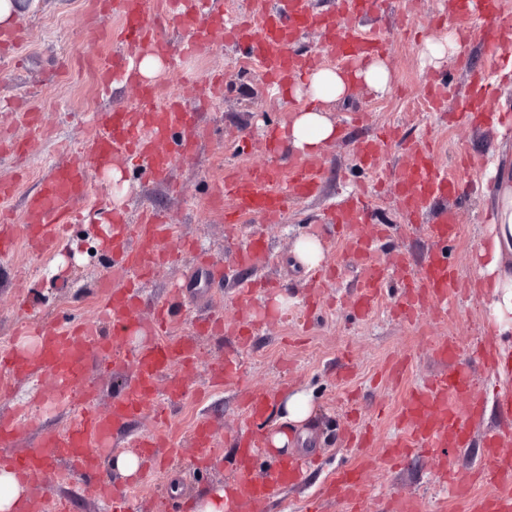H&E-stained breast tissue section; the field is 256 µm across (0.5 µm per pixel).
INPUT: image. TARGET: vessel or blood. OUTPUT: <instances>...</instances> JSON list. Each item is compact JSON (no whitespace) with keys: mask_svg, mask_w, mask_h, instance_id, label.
I'll return each instance as SVG.
<instances>
[{"mask_svg":"<svg viewBox=\"0 0 512 512\" xmlns=\"http://www.w3.org/2000/svg\"><path fill=\"white\" fill-rule=\"evenodd\" d=\"M386 7L387 0H333L327 12L319 13L311 0H265L261 6L248 0L234 21L211 0H99V34L119 42L122 49L110 61L91 63L90 68L100 86L119 79L136 84L137 103L98 114L94 134L81 155L52 165L38 189L26 197L24 238H17L13 221L7 220L6 210H0V257L13 256L21 246L37 257L51 255L62 230L85 220V205L94 178L116 159L132 160L135 169L148 179L163 181L178 162L193 155L200 137L197 112L181 97L159 100L157 84L139 78L142 56L165 58L170 54L169 42L159 34L168 19H175L186 32L180 44L183 56L209 52L220 40L241 47L243 62L260 73L269 90L283 97L298 80L319 69L324 59L336 60L344 72L353 74L383 53L388 42L385 33L365 34L359 24ZM113 9L120 16L115 27L108 23ZM449 21L462 33L492 43L500 34L512 31V8L506 7L504 0H456ZM314 28L320 32L319 45L298 50L302 36ZM242 146L262 155L264 162L244 175L233 168L225 169L213 198L215 206L224 210L227 233H235L243 218L254 213L266 222H277L297 200L319 193V170L302 160L295 161L290 169L281 168V144L276 130H268L258 139H246ZM404 150V158L392 170V203L412 224L422 222L428 212H435V219L425 225L439 248L417 268L399 258L389 269L372 262V249L384 230L373 223V208L365 193H349L331 211L329 219L347 231L346 253L367 262L356 294V310L363 316L375 309L385 284L393 279L404 290L399 309L404 316L447 314L449 306L465 292L442 249L458 234L457 213L435 209L438 202L447 198L464 199L463 186L438 161L430 140L405 143ZM381 155L380 139L368 138L357 145V156L364 167H376ZM172 235V224L152 209L142 210L134 224L126 223L120 213H113V263L130 272L132 278L118 286L107 280L100 282L105 303L98 321L62 325L48 319L34 326L38 336L35 349H0L1 396L9 394L17 380H47L56 393L79 409L64 431L44 432L31 450L1 453L0 468H9L21 481L30 482L45 474L49 462L61 459L89 475L86 493L118 506L126 499V491L112 488L98 477L100 453L110 447L115 430L138 419H152L161 423V430L134 439L133 448L147 460L154 459L160 448L165 449L168 458L179 455L178 437L166 425V405L186 394L185 372L199 361L191 335L169 333L173 305L182 295L181 286H174L168 300L156 305L150 319L144 321L138 316L140 284L180 258L178 249L170 244ZM136 332L145 335V342L126 346V339ZM432 354L443 369L425 384L411 388L403 399L397 434L385 449L384 464L393 466L412 453H423L442 468L449 494L465 500L468 512H512V453L501 448L498 438L485 441L486 462L478 470L449 467V455L468 441L467 422L476 418L477 407L470 373L456 363L455 339L448 337L435 343ZM92 358L133 368L131 378L113 395L105 410L95 408V392L85 383V365ZM240 373V364L234 359L207 369L215 386ZM273 402V397L262 393L248 394L241 401L240 412L247 430L233 441L236 463L225 483L229 492L225 512H270L271 504L299 482L306 468L305 460L291 456L276 460L263 481L255 480L254 470L264 453L263 436ZM193 440L197 466L206 469L214 446L210 428L197 424ZM374 465L372 457L364 456L354 464L336 467L308 501L307 512H325L323 505L327 502L342 504L346 512H362L370 493L363 475ZM479 484L485 485V493H476Z\"/></svg>","mask_w":512,"mask_h":512,"instance_id":"b4317fda","label":"vessel or blood"}]
</instances>
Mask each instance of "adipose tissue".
<instances>
[{"instance_id":"obj_1","label":"adipose tissue","mask_w":512,"mask_h":512,"mask_svg":"<svg viewBox=\"0 0 512 512\" xmlns=\"http://www.w3.org/2000/svg\"><path fill=\"white\" fill-rule=\"evenodd\" d=\"M336 135V128L319 109L307 108L294 118L287 136L290 147L309 157L320 153ZM495 221L490 239L479 250L481 272L492 281L486 307L497 335H512V164L497 161Z\"/></svg>"}]
</instances>
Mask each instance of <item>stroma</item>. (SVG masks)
Returning a JSON list of instances; mask_svg holds the SVG:
<instances>
[{
	"instance_id": "1",
	"label": "stroma",
	"mask_w": 512,
	"mask_h": 512,
	"mask_svg": "<svg viewBox=\"0 0 512 512\" xmlns=\"http://www.w3.org/2000/svg\"><path fill=\"white\" fill-rule=\"evenodd\" d=\"M447 11L445 0H410L408 22L398 32L391 30L389 17L369 19V26L388 32L390 55L384 63L390 89L380 94L360 82L345 98L324 104V111L340 130L313 159L322 173L323 191L295 203L279 223L269 224L251 215L234 235H226L223 216L213 208L211 195L225 167L245 172L259 163V156L242 153V137L272 127L286 130L310 100L292 94L284 100L271 97L257 72L240 68L237 47L223 43L199 62L171 53L158 74L160 97L185 92L200 101L199 120L208 131L197 155L171 171L178 192L138 179L129 166L122 168L117 183L111 174H100L92 187L87 222L72 225L56 253L39 258L21 248L10 258H0V345L15 341L22 348H34L35 339L13 338L20 317L63 324L74 318L94 319L102 304L99 282L124 279L123 271L112 264L111 250L103 244L102 219L119 207L134 221L142 207L148 206L174 225V243L185 242L189 248L182 251L177 264L163 268L146 283L140 317L148 318L154 306L167 299L170 284L183 281L187 288L174 310L179 333L190 332L196 320L204 317H244L255 325L251 341L244 346L222 332L196 337L204 361L235 358L242 373L219 387L210 384L205 370L191 376L186 395L168 408L170 422L183 434L181 456L165 472L140 483L126 500V512H174L180 497H198L223 484L234 456L228 439L243 425L240 395L248 391L274 394L282 388L305 391L316 406L307 428L308 443H295L291 452L316 459L317 464L304 483L288 488L270 512H302L306 498L328 470L360 455L359 449L346 447L342 439V430L349 424V402H357L363 420L373 427L369 453L380 456L396 434L395 417L402 396L438 370L431 347L448 335L457 341L459 361L472 374L476 396L487 404L482 419L470 428L468 447L450 455L449 466L479 464L482 441L492 432L512 449V417L497 414L490 405L494 393L512 390V385L492 375L475 353L488 312L480 300L485 290L474 264V255L489 232L486 215L493 209L481 187L496 157L512 151V135L490 121L474 127L449 123L443 113L426 110L424 97L425 85L443 74L447 104L455 106L470 90L469 68L489 66L495 58L512 60V34L492 50L474 38H455L453 29L434 23ZM12 34L17 59L0 61V100L16 102L17 107L0 110V132L33 141L23 163L27 177L7 202L13 219L20 223L25 217V197L47 174L49 164L65 156L67 149H80L92 137L93 113L130 105L136 94L133 88L117 84L111 95H100L92 74L83 67L86 59L107 57L114 50L112 43L99 37L93 0H28ZM451 38L456 41L453 50L441 58L429 56L428 41L444 44ZM216 73L224 77V95L214 99L209 80ZM23 108L40 112L44 134L32 135L21 120ZM389 126L399 127L402 140L433 132V149L443 164L462 155L477 161L476 168L461 176L471 194L458 207L461 231L448 246L457 274L476 296L438 321L427 315L416 320L395 316L398 295L392 289L372 314L358 317L354 285L363 268L355 257L344 255L340 236L322 221L330 204L345 190L366 182L355 154L358 140ZM374 207L376 223L385 227L376 261L387 266L400 257L411 266L421 265L433 249L421 225H408L383 199H375ZM255 236L265 238L267 250L255 253L248 264H240L239 251ZM304 236L320 238L324 265L339 268L338 278L325 289L312 314L303 311L311 292L310 271L289 264L297 240ZM265 278L274 280L272 291L246 294L247 284ZM278 295L288 299L281 313L273 309ZM397 358L407 359L408 373L393 383L381 370L388 360ZM49 398V390L35 391L26 381L18 384L14 396L0 397V415L12 412L22 401L32 405L7 450L28 451L43 432L67 425L73 409L63 403L53 412H42L40 404ZM201 418L215 434L212 463L202 472L192 465L190 447V433ZM50 467L54 492L73 497L72 512H109L104 502L78 496V488L85 483L81 472L60 461L51 462ZM365 481L372 491L365 512H398L404 497L414 498L420 512H467L466 503L448 495L438 473L418 453L398 469L379 466L367 471Z\"/></svg>"
}]
</instances>
